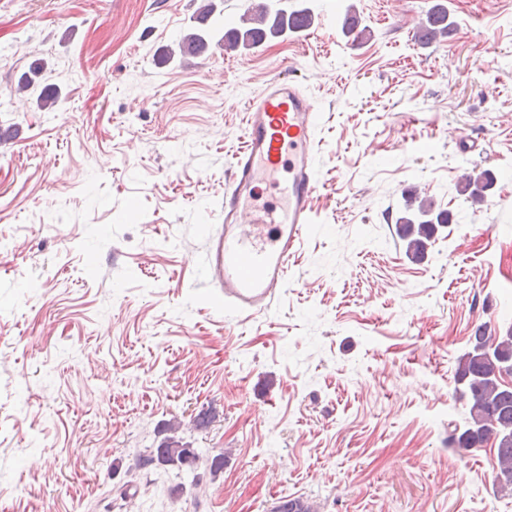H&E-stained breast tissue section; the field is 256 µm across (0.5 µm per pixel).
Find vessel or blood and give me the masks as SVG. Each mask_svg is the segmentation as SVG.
<instances>
[{"label":"vessel or blood","instance_id":"b4317fda","mask_svg":"<svg viewBox=\"0 0 512 512\" xmlns=\"http://www.w3.org/2000/svg\"><path fill=\"white\" fill-rule=\"evenodd\" d=\"M317 123L312 99L284 76L245 101L244 146L229 166L221 222L206 239L205 276L246 317L267 309L285 287L309 234L311 202L322 187ZM266 187L276 192L269 208L259 204Z\"/></svg>","mask_w":512,"mask_h":512}]
</instances>
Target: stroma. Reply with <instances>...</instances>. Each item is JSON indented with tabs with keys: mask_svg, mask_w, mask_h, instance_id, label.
Here are the masks:
<instances>
[{
	"mask_svg": "<svg viewBox=\"0 0 512 512\" xmlns=\"http://www.w3.org/2000/svg\"><path fill=\"white\" fill-rule=\"evenodd\" d=\"M305 2L313 38L184 56L199 0H0V512L512 506L492 444L448 446L458 358L512 326V0H442L434 45L435 0ZM351 10L370 38L342 33ZM35 65L54 109L15 92ZM281 73L319 112L323 187L245 320L207 283L205 227L242 102ZM472 170L495 177L480 204L456 190ZM410 188L452 215L416 258ZM173 424L198 467L136 470ZM450 26L447 8L440 3H436L429 9L426 20L419 27V38L425 44L447 41Z\"/></svg>",
	"mask_w": 512,
	"mask_h": 512,
	"instance_id": "35a3bbf8",
	"label": "stroma"
}]
</instances>
